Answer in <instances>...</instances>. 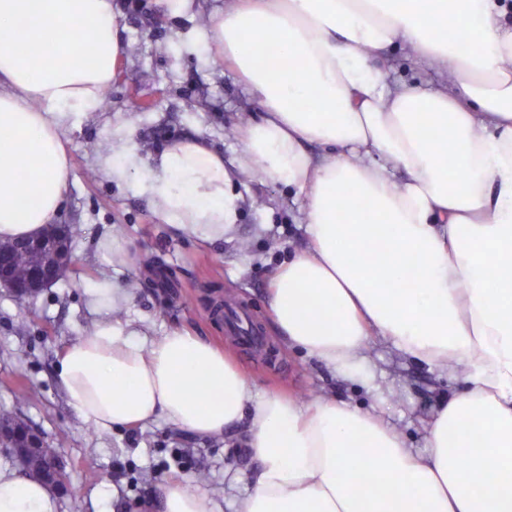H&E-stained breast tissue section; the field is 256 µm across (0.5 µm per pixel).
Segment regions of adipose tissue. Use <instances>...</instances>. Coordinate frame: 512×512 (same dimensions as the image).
Listing matches in <instances>:
<instances>
[{
    "label": "adipose tissue",
    "mask_w": 512,
    "mask_h": 512,
    "mask_svg": "<svg viewBox=\"0 0 512 512\" xmlns=\"http://www.w3.org/2000/svg\"><path fill=\"white\" fill-rule=\"evenodd\" d=\"M115 0H0V240L41 234L67 200L64 137L97 109L125 54ZM262 110L238 128L249 173L300 203L306 248L267 304L288 347L374 392L363 410L256 384L182 330L101 320L57 379L107 432L164 419L210 437L247 422L259 464L238 512H512V7L506 0H231L203 34ZM444 86L390 81L395 50ZM104 173L202 241L238 220L236 174L201 138L138 161L123 136ZM377 346L461 379L408 446L380 406ZM150 512H220L164 480ZM55 491L0 467V512H57Z\"/></svg>",
    "instance_id": "1"
}]
</instances>
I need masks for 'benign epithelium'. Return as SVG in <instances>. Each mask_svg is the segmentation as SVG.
<instances>
[{
    "label": "benign epithelium",
    "instance_id": "7a95c632",
    "mask_svg": "<svg viewBox=\"0 0 512 512\" xmlns=\"http://www.w3.org/2000/svg\"><path fill=\"white\" fill-rule=\"evenodd\" d=\"M28 246L41 253L42 265L35 268L27 278H15L10 267L0 263V287L7 289L19 302L52 287L71 265L72 241L59 233L50 238H30ZM45 442V436L21 416L8 426L0 425V451L20 468L26 466V459L44 447ZM64 477L65 464L60 455L50 457L44 471L45 482L64 492L67 490Z\"/></svg>",
    "mask_w": 512,
    "mask_h": 512
}]
</instances>
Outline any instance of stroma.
Instances as JSON below:
<instances>
[{
  "label": "stroma",
  "mask_w": 512,
  "mask_h": 512,
  "mask_svg": "<svg viewBox=\"0 0 512 512\" xmlns=\"http://www.w3.org/2000/svg\"><path fill=\"white\" fill-rule=\"evenodd\" d=\"M119 4L128 47L111 99L81 116L66 137L71 173L58 221L73 227L75 262L59 282L27 302L0 288V411L13 409V391L23 381L38 398L22 407V416L46 439L67 432L58 453L71 491L59 495L58 512H141L157 481L179 477L192 484L200 471L209 475L202 490L223 512H234L224 488L234 474L253 466L240 431L201 440L159 419L100 433L68 405L56 377L57 354L100 320L90 308L91 289L141 279L142 288L117 310V318L136 321L156 336L189 331L224 350L261 389L296 397L328 390L358 405L367 398L360 387L339 383L302 353L282 351L273 338L265 303L269 275L275 262L303 243L297 207L285 202L281 184L244 177L235 230L220 242L202 244L153 216L145 196L98 175L86 180V171L97 173L109 154L120 118L128 122L142 160L188 135L206 137L225 158L240 157L235 126L246 114L247 95L234 73L176 37L156 0ZM115 233L129 254L118 268L105 248ZM216 305L246 310L263 330V349L241 348L225 336L222 314L212 311ZM373 357L381 385L393 393L387 411L409 441L421 445L419 420L456 381L437 378L387 349H376Z\"/></svg>",
  "instance_id": "35a3bbf8"
}]
</instances>
